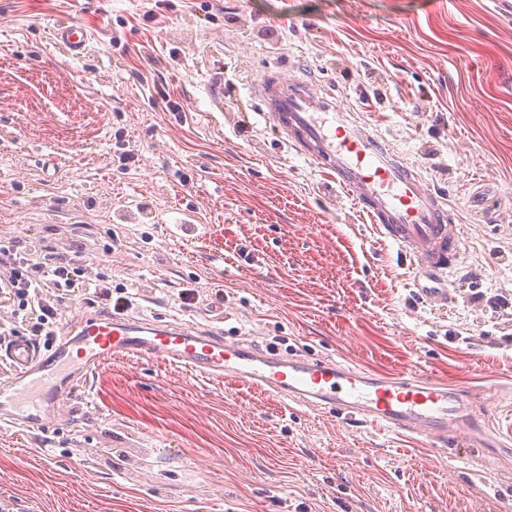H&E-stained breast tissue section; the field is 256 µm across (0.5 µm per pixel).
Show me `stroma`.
<instances>
[{
	"instance_id": "obj_1",
	"label": "stroma",
	"mask_w": 512,
	"mask_h": 512,
	"mask_svg": "<svg viewBox=\"0 0 512 512\" xmlns=\"http://www.w3.org/2000/svg\"><path fill=\"white\" fill-rule=\"evenodd\" d=\"M61 19L90 32L81 56ZM270 68L336 93L446 195L455 300H422L267 128L247 86ZM1 236L127 289L128 316L412 366L485 423L404 437L114 358L84 410L0 432L10 512H512V0H0Z\"/></svg>"
}]
</instances>
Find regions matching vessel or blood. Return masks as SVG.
I'll return each mask as SVG.
<instances>
[{
  "label": "vessel or blood",
  "instance_id": "obj_1",
  "mask_svg": "<svg viewBox=\"0 0 512 512\" xmlns=\"http://www.w3.org/2000/svg\"><path fill=\"white\" fill-rule=\"evenodd\" d=\"M55 35L74 52L89 40L87 30L72 22L58 23ZM248 93L286 146L345 191L411 268L440 280V287L423 289L427 301L447 304L453 290L446 280L462 248L446 196L395 154L368 121L355 118L314 80L269 70L249 85ZM128 356L238 379L282 401L335 409L350 421L400 434L444 441L449 426L462 418L455 387L404 369L370 375L326 358L284 357L228 343L218 333L189 326L95 313L45 348L25 340L0 343V360L9 367L0 377V422L47 430L61 403L77 399L90 374L110 359Z\"/></svg>",
  "mask_w": 512,
  "mask_h": 512
}]
</instances>
